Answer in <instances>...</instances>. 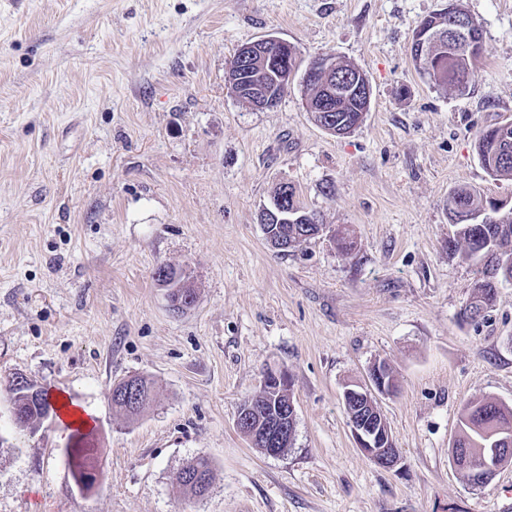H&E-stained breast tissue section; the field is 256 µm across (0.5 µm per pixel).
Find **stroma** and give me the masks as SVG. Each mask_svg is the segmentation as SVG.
<instances>
[{"mask_svg":"<svg viewBox=\"0 0 512 512\" xmlns=\"http://www.w3.org/2000/svg\"><path fill=\"white\" fill-rule=\"evenodd\" d=\"M458 3L484 58L466 92L421 78L420 22ZM302 63L360 68L362 124L334 136L300 81L258 110L228 88L236 50L265 35ZM512 119V0H0V377L26 376L93 412L102 484L81 491L62 422L22 427L0 388V512H512V464L472 489L451 461L463 405L512 407V282L461 320L476 267L448 247V196L512 203L475 147ZM288 183L329 234L285 252L260 212ZM189 275L172 311L159 266ZM387 361L377 405L399 450L358 448L347 384ZM287 370L296 435L263 454L236 427L267 369ZM152 381L116 413L112 384ZM205 455L207 495L174 473ZM109 398L113 409L134 417L154 401V389L147 379L133 376L113 384Z\"/></svg>","mask_w":512,"mask_h":512,"instance_id":"35a3bbf8","label":"stroma"}]
</instances>
